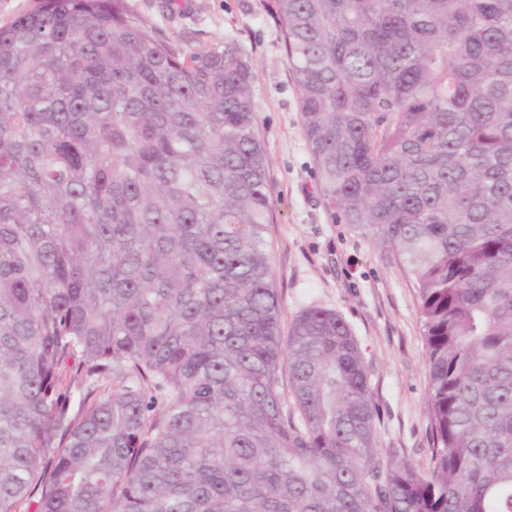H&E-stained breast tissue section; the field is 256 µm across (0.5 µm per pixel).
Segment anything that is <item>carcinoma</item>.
I'll list each match as a JSON object with an SVG mask.
<instances>
[{
  "mask_svg": "<svg viewBox=\"0 0 512 512\" xmlns=\"http://www.w3.org/2000/svg\"><path fill=\"white\" fill-rule=\"evenodd\" d=\"M270 13L331 220L417 281L427 466L376 448L339 314L281 336L235 40L37 0L0 26V512H512V0Z\"/></svg>",
  "mask_w": 512,
  "mask_h": 512,
  "instance_id": "carcinoma-1",
  "label": "carcinoma"
}]
</instances>
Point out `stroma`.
<instances>
[{
    "label": "stroma",
    "mask_w": 512,
    "mask_h": 512,
    "mask_svg": "<svg viewBox=\"0 0 512 512\" xmlns=\"http://www.w3.org/2000/svg\"><path fill=\"white\" fill-rule=\"evenodd\" d=\"M157 38L186 53L234 39L255 72L253 95L269 162L273 220L266 239L281 326L304 309L334 310L351 327L378 411L376 444L429 459L427 366L416 281L394 253L332 223L320 197L282 35L267 0H125Z\"/></svg>",
    "instance_id": "stroma-1"
}]
</instances>
